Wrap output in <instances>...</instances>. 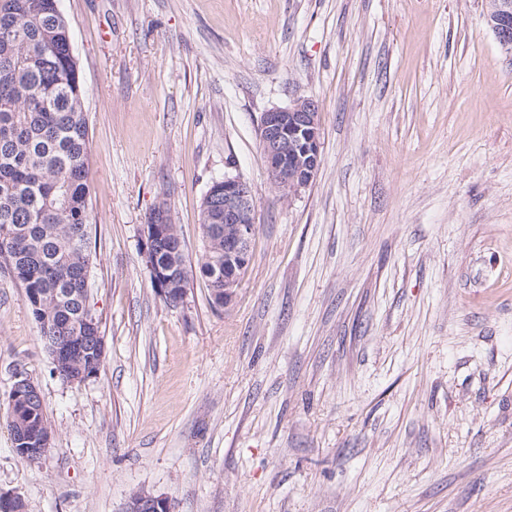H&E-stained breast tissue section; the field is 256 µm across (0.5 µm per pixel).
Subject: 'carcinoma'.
<instances>
[{
    "label": "carcinoma",
    "instance_id": "1",
    "mask_svg": "<svg viewBox=\"0 0 512 512\" xmlns=\"http://www.w3.org/2000/svg\"><path fill=\"white\" fill-rule=\"evenodd\" d=\"M84 87L73 54L69 23L59 0H0V267L22 284L49 353L76 336L100 334L96 317L85 320L77 295L90 273L92 225L89 130ZM164 224L155 241L157 263L180 265L172 243L171 211L159 207L148 223ZM224 223V210L201 204V224ZM199 270L213 288L224 287V233L211 237ZM92 348L65 364L64 381L95 375ZM7 418L15 447L37 436L47 422L41 403L28 405L9 392Z\"/></svg>",
    "mask_w": 512,
    "mask_h": 512
}]
</instances>
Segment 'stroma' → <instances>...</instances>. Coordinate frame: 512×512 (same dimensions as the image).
Returning a JSON list of instances; mask_svg holds the SVG:
<instances>
[{
    "instance_id": "35a3bbf8",
    "label": "stroma",
    "mask_w": 512,
    "mask_h": 512,
    "mask_svg": "<svg viewBox=\"0 0 512 512\" xmlns=\"http://www.w3.org/2000/svg\"><path fill=\"white\" fill-rule=\"evenodd\" d=\"M489 0H60L90 129L89 303L105 356L67 384L0 268V493L25 512H512V56ZM321 105L320 169L282 200L257 127ZM248 181L229 307L201 203ZM171 210L182 303L143 228ZM40 390L21 460L4 403ZM16 379H22L21 382L14 384L13 390H20L18 394L23 400L34 402L36 399L42 403L41 395L36 385L27 377L19 374ZM12 390V388H11ZM10 390L7 398L6 412L11 431L13 432L15 448H20L23 454L21 457L27 459L28 456L38 455L44 453L51 443L50 430H45L39 441V445L42 448H35L36 443H24V435L29 432V437H36L40 432L48 427L43 414V408L41 403H29L27 407H24L20 401L14 400V392ZM25 444L31 445L32 448H24ZM41 457H31L27 460L34 461ZM166 496L145 490L133 492L127 499L123 512H173Z\"/></svg>"
}]
</instances>
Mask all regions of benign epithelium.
Masks as SVG:
<instances>
[{
  "label": "benign epithelium",
  "instance_id": "benign-epithelium-1",
  "mask_svg": "<svg viewBox=\"0 0 512 512\" xmlns=\"http://www.w3.org/2000/svg\"><path fill=\"white\" fill-rule=\"evenodd\" d=\"M486 25L507 54L512 53V0H490ZM319 102L298 97L288 106L262 114L258 137L264 149L271 183L283 199H289L309 186L320 165L321 128ZM211 200L224 206V305H229L239 285L241 272L248 265L255 233L256 212L253 191L238 176L224 175V191L213 186ZM21 382L13 389L28 401L41 399L36 385L19 374ZM123 512H173L169 499L145 490L133 492Z\"/></svg>",
  "mask_w": 512,
  "mask_h": 512
}]
</instances>
